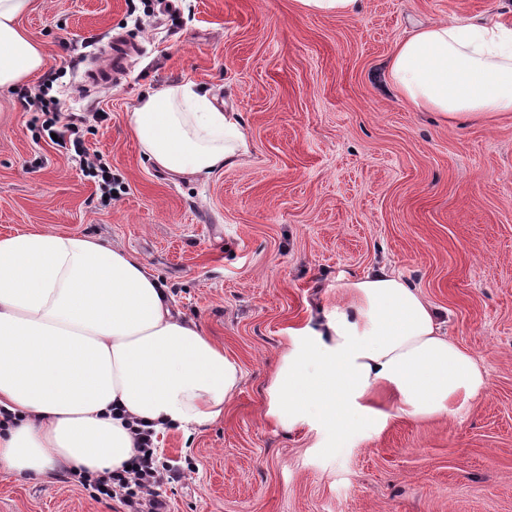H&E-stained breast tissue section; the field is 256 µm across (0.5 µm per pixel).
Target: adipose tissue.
I'll use <instances>...</instances> for the list:
<instances>
[{
  "instance_id": "ef3b65f1",
  "label": "adipose tissue",
  "mask_w": 512,
  "mask_h": 512,
  "mask_svg": "<svg viewBox=\"0 0 512 512\" xmlns=\"http://www.w3.org/2000/svg\"><path fill=\"white\" fill-rule=\"evenodd\" d=\"M38 0H0V90L43 66L18 24ZM387 78L415 107L446 119L512 112V20L416 26L394 48ZM132 133L154 165L205 174L249 150L240 113L185 81L146 95ZM334 311L295 330L267 389L265 415L286 428H327L342 445L385 431L386 394L414 419L446 415L487 389L469 351L441 330L442 315L400 274L379 267L341 277ZM241 369L167 294L111 243L53 230L0 237V469L42 477L90 476L136 454L130 429L185 431L219 419Z\"/></svg>"
}]
</instances>
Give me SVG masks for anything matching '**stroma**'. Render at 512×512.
<instances>
[{
  "instance_id": "1",
  "label": "stroma",
  "mask_w": 512,
  "mask_h": 512,
  "mask_svg": "<svg viewBox=\"0 0 512 512\" xmlns=\"http://www.w3.org/2000/svg\"><path fill=\"white\" fill-rule=\"evenodd\" d=\"M512 0H361L349 16L295 0H41L19 24L56 74L63 115L105 113L82 138L122 191L102 196L0 93V236L55 229L125 250L172 308L235 359L243 379L218 421L159 438L179 478L164 512H512V116L451 125L403 100L386 77L420 24L493 20ZM137 45L122 82L83 88L108 42ZM79 57L70 68L71 57ZM191 81L241 113L249 153L209 174L154 167L129 127L146 94ZM24 87V88H25ZM385 265L445 315L487 392L344 447L284 429L265 390L291 332L336 308L341 274ZM0 512H123L67 471L0 472Z\"/></svg>"
}]
</instances>
